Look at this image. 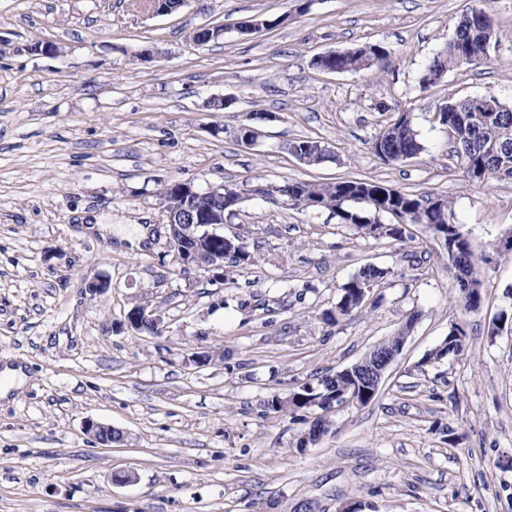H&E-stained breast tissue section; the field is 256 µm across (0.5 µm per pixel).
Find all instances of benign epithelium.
I'll return each mask as SVG.
<instances>
[{
    "label": "benign epithelium",
    "instance_id": "benign-epithelium-1",
    "mask_svg": "<svg viewBox=\"0 0 512 512\" xmlns=\"http://www.w3.org/2000/svg\"><path fill=\"white\" fill-rule=\"evenodd\" d=\"M197 194L213 198L216 206L206 213L199 211L190 202V196ZM161 204L166 217L167 248L181 265L182 272L194 271L213 284H224V254L207 248V244L214 240L233 241L240 238L237 233L224 235V184L212 185L199 192L189 182L180 186L175 193L161 198ZM152 317L162 320L156 310L138 305L126 314L123 326L137 335L142 333L141 324L144 320ZM400 352L399 347L389 351L376 347L360 362L344 369V372L363 377L370 385V391L375 393L388 367ZM85 431L96 443L105 447L123 441V435L111 425L94 420L85 422Z\"/></svg>",
    "mask_w": 512,
    "mask_h": 512
}]
</instances>
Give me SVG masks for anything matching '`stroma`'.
I'll list each match as a JSON object with an SVG mask.
<instances>
[{
	"mask_svg": "<svg viewBox=\"0 0 512 512\" xmlns=\"http://www.w3.org/2000/svg\"><path fill=\"white\" fill-rule=\"evenodd\" d=\"M471 0H189L154 14L150 0H0V366L24 384L0 399V512H512V333L489 336L512 309V181L472 183L449 156L436 113L448 100L512 104V0H489L487 59L425 88L428 61ZM286 16L275 29L240 25ZM223 25L204 45L194 32ZM48 41L57 53L31 52ZM365 43L385 64L322 73L311 58ZM157 46L162 55L136 54ZM229 100L212 112L213 98ZM270 121L250 146L252 113ZM410 113L424 150L383 163L370 145ZM222 134H214V127ZM312 138L330 156L308 166L287 145ZM379 179L453 204L476 255L492 256L479 311H461L439 242L365 237L324 209L254 194L287 180ZM173 180L227 183L245 198L225 233L255 265L217 287L184 274L166 247L159 193ZM139 224L146 240L88 235ZM390 268L338 325L320 314L365 264ZM107 281L91 293L87 282ZM136 305L162 335L121 330ZM461 355H427L451 324ZM406 332L375 399L305 426L265 407L333 375ZM212 360L199 367L193 353ZM119 429L104 448L86 419Z\"/></svg>",
	"mask_w": 512,
	"mask_h": 512,
	"instance_id": "obj_1",
	"label": "stroma"
}]
</instances>
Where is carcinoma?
Returning a JSON list of instances; mask_svg holds the SVG:
<instances>
[{"instance_id": "carcinoma-1", "label": "carcinoma", "mask_w": 512, "mask_h": 512, "mask_svg": "<svg viewBox=\"0 0 512 512\" xmlns=\"http://www.w3.org/2000/svg\"><path fill=\"white\" fill-rule=\"evenodd\" d=\"M496 32L486 10V0H474V5L456 25L446 48L437 53L424 70L420 82L432 85L450 71L474 64L487 57ZM388 55L379 44H364L335 55L314 57L310 65L322 72L341 73L371 69L381 65ZM439 124L451 130L453 157L457 158L463 173L472 182L481 184L489 179L512 180V105L494 97L470 96L449 101L437 112ZM317 140L303 138L288 144V151H298L309 159L308 165H317L328 158L319 151ZM373 153L385 164H399L419 155L424 146L414 129L410 113L401 112L371 143ZM279 197L303 209H327L342 224L359 233L377 238L404 242L413 239L409 230L410 215L421 212V223L448 239L446 246L448 269L454 272L459 302L466 312L480 308L482 302L481 269L491 264L487 255L477 256L467 234L455 220L452 203L432 191H406L383 181L370 178H338L331 182L286 181L280 184ZM391 217L381 223L379 216ZM255 264V256L247 242L237 250H224V277L234 268ZM391 275L388 267L366 264L340 286L335 306L323 313L330 325L338 324L345 316L361 307L364 299L360 290L368 282L380 287ZM466 331L460 324L451 325L448 336L429 354L428 361L438 362L450 355L458 356L465 348ZM353 396L361 405L373 397H366L363 389L347 377L336 379L326 375L314 385L303 384L281 397L267 400V409L274 412L307 409L326 410L336 403V395ZM329 431V422L323 417L309 422L300 445L317 439V434Z\"/></svg>"}]
</instances>
